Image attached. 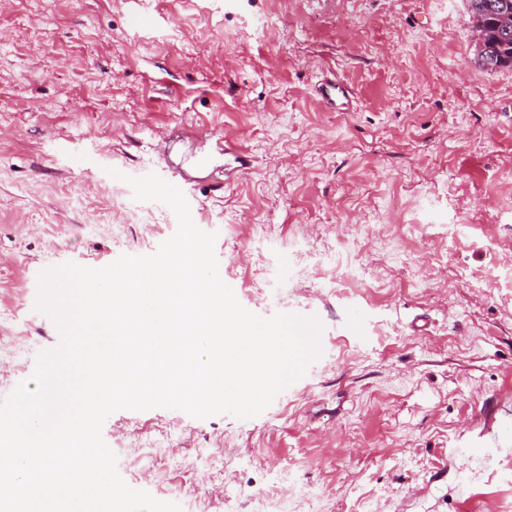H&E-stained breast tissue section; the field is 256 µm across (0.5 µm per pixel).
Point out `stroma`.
<instances>
[{"label":"stroma","instance_id":"35a3bbf8","mask_svg":"<svg viewBox=\"0 0 512 512\" xmlns=\"http://www.w3.org/2000/svg\"><path fill=\"white\" fill-rule=\"evenodd\" d=\"M475 55L466 0H11L0 334L23 354L0 400L60 341L30 269L154 254L174 212L130 192L117 212L105 190L180 173L238 301L318 316L322 354L253 418L112 413L127 485L259 512L288 463L325 512H512V68ZM332 75L349 111L314 91ZM228 137L252 156L229 187ZM338 261L356 287L321 274ZM162 440L154 469L121 455Z\"/></svg>","mask_w":512,"mask_h":512}]
</instances>
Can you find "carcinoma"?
<instances>
[{
    "label": "carcinoma",
    "instance_id": "obj_1",
    "mask_svg": "<svg viewBox=\"0 0 512 512\" xmlns=\"http://www.w3.org/2000/svg\"><path fill=\"white\" fill-rule=\"evenodd\" d=\"M472 22L481 21L485 28L483 51L475 64L482 71L512 67V22L503 23L502 16H512V0H466Z\"/></svg>",
    "mask_w": 512,
    "mask_h": 512
}]
</instances>
